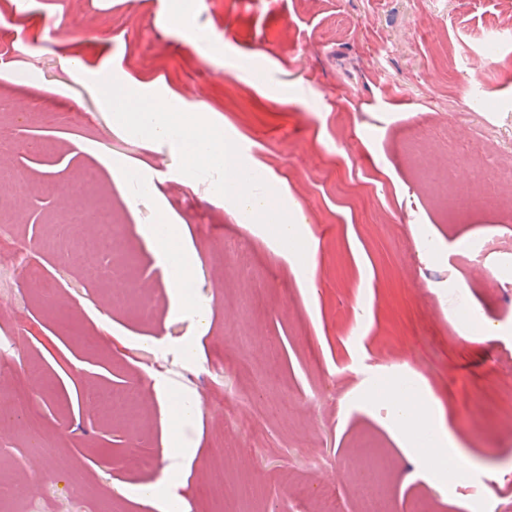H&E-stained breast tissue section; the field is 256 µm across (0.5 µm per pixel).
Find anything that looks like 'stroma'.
Returning a JSON list of instances; mask_svg holds the SVG:
<instances>
[{
  "label": "stroma",
  "mask_w": 512,
  "mask_h": 512,
  "mask_svg": "<svg viewBox=\"0 0 512 512\" xmlns=\"http://www.w3.org/2000/svg\"><path fill=\"white\" fill-rule=\"evenodd\" d=\"M500 0H0V405L26 397L32 423L0 422V512H158L134 487L169 465L155 378L195 393L190 512H359L377 485L387 512H512V209L479 197L449 212L432 171L471 172L416 141H512V70L482 62ZM219 53L206 54V43ZM83 62L82 77L65 66ZM201 94L205 118L247 146L285 192L317 264L316 288L209 180L178 171L169 145L112 122L94 83ZM158 180L128 202L113 169ZM95 171L117 220L102 274L69 260L54 227ZM178 224L196 256L209 340L170 310L160 264L137 231ZM499 266L473 277L474 238ZM465 299L468 318L457 313ZM380 370L423 383L473 479L434 485L384 409L363 398ZM135 390V410L113 407ZM150 465H140L141 456ZM329 460L313 472V458ZM224 498L215 500V475ZM488 490H481V483Z\"/></svg>",
  "instance_id": "obj_1"
}]
</instances>
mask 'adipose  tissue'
<instances>
[{
    "label": "adipose tissue",
    "mask_w": 512,
    "mask_h": 512,
    "mask_svg": "<svg viewBox=\"0 0 512 512\" xmlns=\"http://www.w3.org/2000/svg\"><path fill=\"white\" fill-rule=\"evenodd\" d=\"M145 235L170 271L168 288L173 310L191 313L198 322H205L207 307L192 287L196 257L184 245L180 226L151 224ZM154 392L170 410L173 463L160 482L143 486L141 492L149 499L162 502L164 512H187L184 500L175 496L174 491L183 484L195 456L194 449L188 448L183 440L182 432L199 417V401L195 395L168 387L161 379L156 381ZM423 395L422 385L414 384L404 391L392 383L389 375L382 374L371 384L367 400L385 408L387 419L404 441L414 447L420 463L429 471L435 484L444 486L449 479L467 478L468 469L454 462L457 448L453 447L450 435L440 431Z\"/></svg>",
    "instance_id": "obj_1"
}]
</instances>
